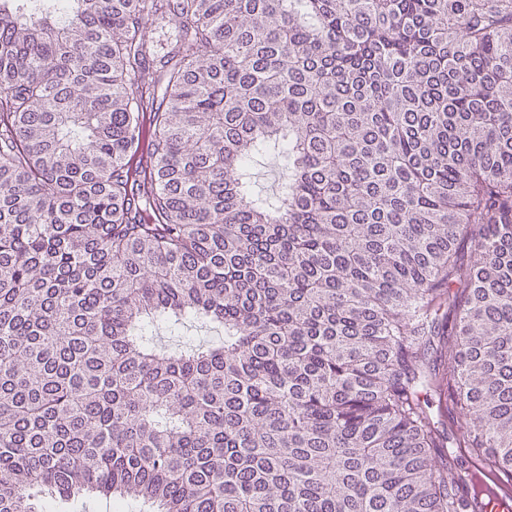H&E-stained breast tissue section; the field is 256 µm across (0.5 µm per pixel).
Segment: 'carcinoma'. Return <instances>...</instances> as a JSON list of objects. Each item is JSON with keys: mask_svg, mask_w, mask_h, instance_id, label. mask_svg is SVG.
Segmentation results:
<instances>
[{"mask_svg": "<svg viewBox=\"0 0 512 512\" xmlns=\"http://www.w3.org/2000/svg\"><path fill=\"white\" fill-rule=\"evenodd\" d=\"M475 460L512 467V0H0V512H468ZM255 189L266 193H272L278 187L279 170L275 159L269 158L254 169ZM221 331L211 326H202L197 323L187 322L177 332L172 333L165 328H160L154 333L155 341L163 346L180 347L187 343H206L216 341L221 337ZM120 507V511H116L115 507ZM65 512H145L141 503L137 500L129 499L121 505L113 503L112 498L100 496H84L74 502L65 504ZM105 509V510H101Z\"/></svg>", "mask_w": 512, "mask_h": 512, "instance_id": "1", "label": "carcinoma"}]
</instances>
